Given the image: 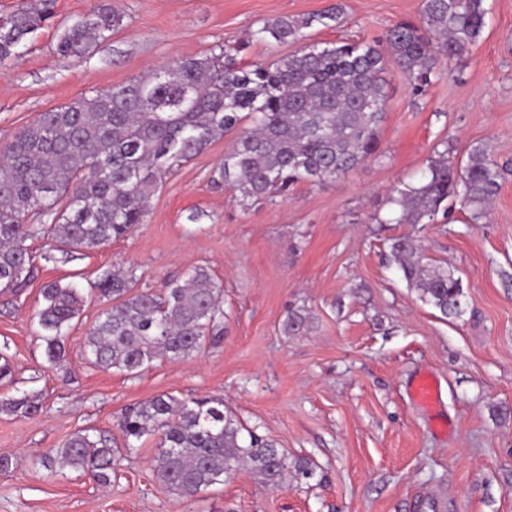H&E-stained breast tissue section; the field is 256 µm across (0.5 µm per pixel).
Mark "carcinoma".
<instances>
[{
  "label": "carcinoma",
  "instance_id": "obj_1",
  "mask_svg": "<svg viewBox=\"0 0 512 512\" xmlns=\"http://www.w3.org/2000/svg\"><path fill=\"white\" fill-rule=\"evenodd\" d=\"M55 0H21L0 16V69L54 16ZM334 6L307 16L264 21L253 38L269 45L300 43L304 30L331 28ZM485 0H422L419 20L389 28L371 42H320L270 64L242 60L250 42L178 59L147 75L101 89L41 113L0 142V292L21 290L33 276L28 241L48 238L65 254L104 248L146 221L150 200L177 166L200 154L248 119L224 155L213 181L250 205L283 196L301 182L334 181L376 155L385 121L392 68L419 97L462 57L486 26ZM123 16L96 0L61 35L63 60L92 53L122 25ZM502 170L483 146L467 160L446 144L433 149L417 182H401L389 197L393 217L377 223L435 224L461 202L469 220L489 216ZM389 260L407 286L444 317L464 312V293L453 270L426 261L418 240L390 244ZM136 270H104L93 282L112 301L89 329L85 349L102 369L139 373L160 357L190 359L217 336L224 321L223 292L203 267L170 281L162 292L135 289ZM36 311L48 363L61 362L73 318L83 304L74 286L46 284ZM307 316L288 312L282 329L299 335ZM0 410L32 418L42 403L24 393L0 401ZM117 427L130 451L142 438L158 440L154 478L165 492L193 498L247 468L280 488L288 472L304 479L316 469L246 428L224 399H179L161 394L121 412ZM46 478L56 466L109 484L117 460L112 439L78 432L40 459Z\"/></svg>",
  "mask_w": 512,
  "mask_h": 512
}]
</instances>
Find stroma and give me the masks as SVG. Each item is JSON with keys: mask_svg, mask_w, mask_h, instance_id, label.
Instances as JSON below:
<instances>
[{"mask_svg": "<svg viewBox=\"0 0 512 512\" xmlns=\"http://www.w3.org/2000/svg\"><path fill=\"white\" fill-rule=\"evenodd\" d=\"M123 15L112 37L84 58L61 63L64 28L92 0H56L55 14L0 72V139L41 112L119 85L175 59L208 54L247 37L263 21L302 17L334 5L332 28L314 42L381 37L419 18L422 0H108ZM487 25L450 72L422 97L391 72L378 153L341 179L301 182L288 196L243 206L212 177L235 139L226 134L165 178L145 223L102 249L45 261L32 241L34 276L0 300V354L12 382L0 399L25 392L43 411L0 412V512H512V0H485ZM459 155L489 144L508 171L486 223L461 206L447 223L393 224L387 202L434 147ZM202 215L188 222L190 212ZM421 241L427 259L459 276L464 314L445 319L422 303L387 257L392 239ZM134 267L138 286L161 291L206 267L223 289L224 331L189 360L159 359L136 375L106 371L85 357L88 329L106 308L89 291L101 271ZM87 292L49 364L35 311L45 282ZM305 310V331L284 334L289 310ZM442 387L448 434L430 429L409 398L414 377ZM158 394L217 396L251 430L289 458L310 460L311 480L265 485L238 470L197 497L153 482L152 443L124 451L121 410ZM112 438L121 462L110 485L64 470L47 479L39 457L80 431Z\"/></svg>", "mask_w": 512, "mask_h": 512, "instance_id": "1", "label": "stroma"}]
</instances>
